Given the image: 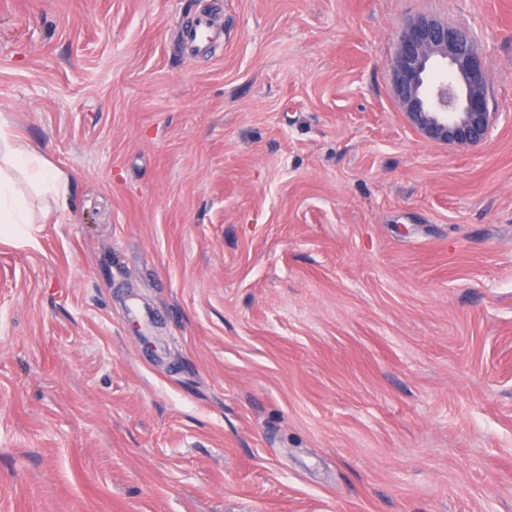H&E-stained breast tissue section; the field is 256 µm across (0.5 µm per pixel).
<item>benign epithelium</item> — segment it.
Masks as SVG:
<instances>
[{
	"instance_id": "7a95c632",
	"label": "benign epithelium",
	"mask_w": 512,
	"mask_h": 512,
	"mask_svg": "<svg viewBox=\"0 0 512 512\" xmlns=\"http://www.w3.org/2000/svg\"><path fill=\"white\" fill-rule=\"evenodd\" d=\"M390 68L399 104L427 138L462 149L487 139L493 120L487 68L469 28L413 19Z\"/></svg>"
}]
</instances>
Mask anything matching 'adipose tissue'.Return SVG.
I'll use <instances>...</instances> for the list:
<instances>
[{
    "mask_svg": "<svg viewBox=\"0 0 512 512\" xmlns=\"http://www.w3.org/2000/svg\"><path fill=\"white\" fill-rule=\"evenodd\" d=\"M25 173L30 182L50 195L61 199L66 194L67 181L50 168L29 142L0 132V224H30L34 217L26 202L14 192L12 172Z\"/></svg>",
    "mask_w": 512,
    "mask_h": 512,
    "instance_id": "1",
    "label": "adipose tissue"
}]
</instances>
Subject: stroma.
<instances>
[{"label": "stroma", "mask_w": 512, "mask_h": 512, "mask_svg": "<svg viewBox=\"0 0 512 512\" xmlns=\"http://www.w3.org/2000/svg\"><path fill=\"white\" fill-rule=\"evenodd\" d=\"M420 15L481 145L392 95ZM0 123L68 179L0 228V512H512V0H0ZM215 37L211 20L204 13L196 17L193 27L185 33L186 43L194 52H207ZM449 70L436 77L433 68ZM395 95L429 139L467 149L490 133L486 62L469 28L418 16L405 28L390 59Z\"/></svg>", "instance_id": "stroma-1"}]
</instances>
